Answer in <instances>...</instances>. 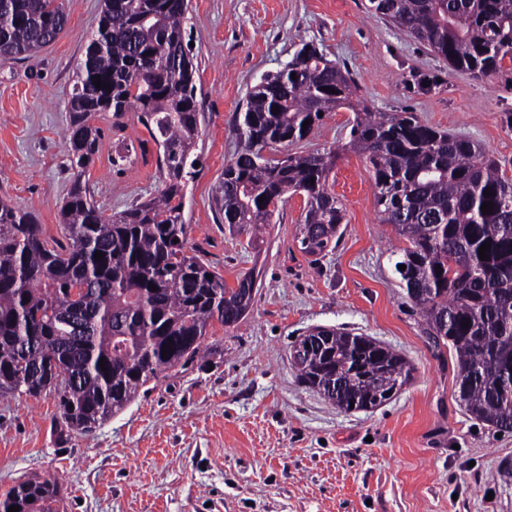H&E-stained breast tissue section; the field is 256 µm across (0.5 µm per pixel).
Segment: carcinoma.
Instances as JSON below:
<instances>
[{
	"label": "carcinoma",
	"instance_id": "carcinoma-1",
	"mask_svg": "<svg viewBox=\"0 0 512 512\" xmlns=\"http://www.w3.org/2000/svg\"><path fill=\"white\" fill-rule=\"evenodd\" d=\"M369 3V13L395 23L454 71L477 79L512 74V0ZM188 12V0H103L68 105L74 178L60 210L64 240L44 237L31 212L0 201V396L53 393L71 430L92 431L148 382L194 363L205 351L208 327L239 322L257 292L253 273L229 287L187 246L185 200L205 123L185 41ZM65 23L57 0H0V56L38 52ZM97 75L110 88H96ZM354 88L349 70L312 43L266 74L236 115L240 148L224 165L214 207L229 228L256 230L272 223L285 195L301 193L300 250L323 258L336 249L346 216L329 174L339 151L362 155L382 220L407 241L393 263L400 285L434 346L449 345L456 354L461 405L472 418L511 433L512 397L500 386L512 379V177L477 142L414 112L353 104ZM133 106L167 180L157 197L107 215L82 181L102 139L93 120L109 112L119 119ZM343 106L354 112L348 142L260 162L266 148L304 140L319 114ZM484 202L493 203L486 215ZM485 242L491 249L482 260ZM317 336L323 341L305 351L297 376L337 408L374 410L409 382L407 360L377 340L318 326L296 343ZM165 345L172 353L164 360ZM59 502L56 481L33 477L0 494V512L13 505L19 512H58Z\"/></svg>",
	"mask_w": 512,
	"mask_h": 512
}]
</instances>
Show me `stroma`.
<instances>
[{
	"label": "stroma",
	"mask_w": 512,
	"mask_h": 512,
	"mask_svg": "<svg viewBox=\"0 0 512 512\" xmlns=\"http://www.w3.org/2000/svg\"><path fill=\"white\" fill-rule=\"evenodd\" d=\"M68 20L50 44L0 57V199L32 211L61 237L68 168V100L96 29L101 0H61ZM368 0H190L196 95L206 122L200 173L187 193L188 242L228 286L260 284L239 323H213L210 366L151 381L90 433L67 430L53 397H0V490L50 476L60 512H512V433L471 418L455 387L456 357L434 347L392 269L405 247L382 223L363 158L347 152L330 174L347 207L336 249L320 261L295 239L304 195L288 196L258 241L220 224L214 188L238 149L234 115L248 90L304 42L348 67L377 112H414L477 141L512 176V82L450 70ZM339 108L295 152L349 139ZM99 152L85 174L97 205L120 212L162 187L136 110L96 119ZM345 328L402 353L413 371L389 403L343 412L296 379L289 349L317 327Z\"/></svg>",
	"instance_id": "stroma-1"
}]
</instances>
